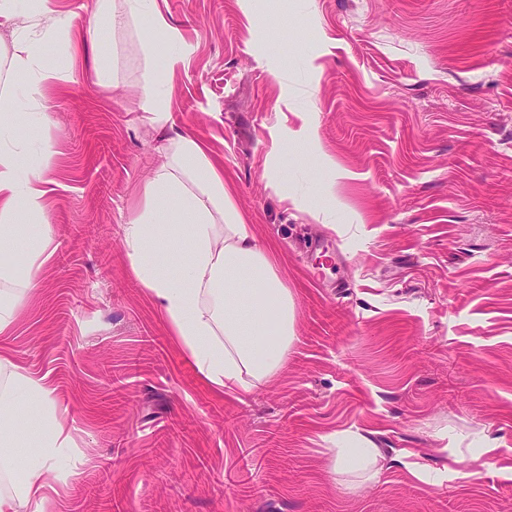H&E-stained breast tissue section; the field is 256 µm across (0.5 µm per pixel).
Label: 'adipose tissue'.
<instances>
[{"label":"adipose tissue","instance_id":"ef3b65f1","mask_svg":"<svg viewBox=\"0 0 512 512\" xmlns=\"http://www.w3.org/2000/svg\"><path fill=\"white\" fill-rule=\"evenodd\" d=\"M53 23L43 38L15 43L11 70L27 76L31 100L43 95L55 74L44 68V40L67 34L71 15L37 0ZM178 30L157 15L147 50L164 56L167 74L185 65ZM45 113L0 120V236H21V220L42 219L39 236L22 265L0 263V336H11L24 300L38 292L39 271L57 249L47 221L45 173L58 150L42 129ZM25 141L5 143L15 128ZM130 268L154 299L180 345L217 390L249 394L284 365L295 336L294 298L277 271L273 249L261 242L224 184V170L203 141L176 133L170 149L144 185L125 229ZM174 254L167 271L161 262ZM73 422L57 404L47 380L0 353V512H49L48 491L61 478L63 455L74 445ZM333 473L345 475L346 489L378 483L384 469L381 449L365 446L347 432L334 448Z\"/></svg>","mask_w":512,"mask_h":512}]
</instances>
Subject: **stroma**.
I'll list each match as a JSON object with an SVG mask.
<instances>
[{
    "label": "stroma",
    "mask_w": 512,
    "mask_h": 512,
    "mask_svg": "<svg viewBox=\"0 0 512 512\" xmlns=\"http://www.w3.org/2000/svg\"><path fill=\"white\" fill-rule=\"evenodd\" d=\"M44 47L70 81L28 102L0 26L5 111L43 112L57 250L22 306L12 360L73 421L53 512H512V0H157ZM208 147L295 301L276 375L214 389L132 275L125 226L162 158L141 86ZM310 129L281 163L275 138ZM122 378L114 388L113 378ZM360 431L381 480L330 479ZM112 493H93L99 482ZM180 41V33L169 25L162 14H155L153 31L148 39L147 50L150 54L161 52L168 75L185 66L184 55L173 47Z\"/></svg>",
    "instance_id": "stroma-1"
}]
</instances>
